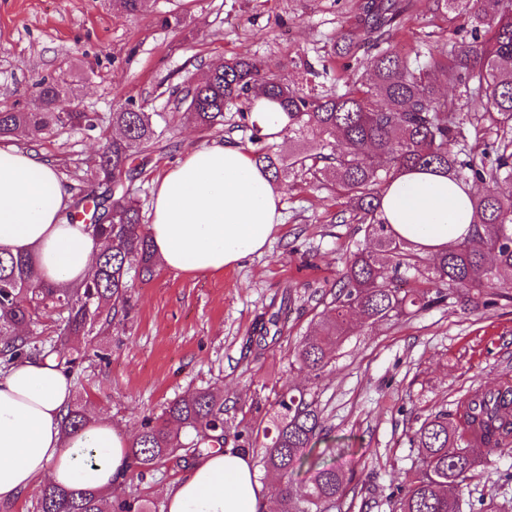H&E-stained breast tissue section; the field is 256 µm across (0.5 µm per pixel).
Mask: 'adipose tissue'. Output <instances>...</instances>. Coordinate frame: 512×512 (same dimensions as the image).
<instances>
[{
	"label": "adipose tissue",
	"instance_id": "ef3b65f1",
	"mask_svg": "<svg viewBox=\"0 0 512 512\" xmlns=\"http://www.w3.org/2000/svg\"><path fill=\"white\" fill-rule=\"evenodd\" d=\"M72 192L41 152L0 144V250L30 253L44 278L68 284L90 275L101 248L86 225L68 223ZM387 223L434 253L464 237L469 189L416 170L383 194ZM281 197L243 147L195 148L153 183L147 230L176 274H214L265 248L281 222ZM73 382L55 362L34 358L0 370V501L45 477L64 487L112 491L132 470L130 441L106 419L66 436ZM168 512H265L267 492L248 454L210 452L165 492Z\"/></svg>",
	"mask_w": 512,
	"mask_h": 512
}]
</instances>
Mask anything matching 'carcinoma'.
<instances>
[{
	"label": "carcinoma",
	"mask_w": 512,
	"mask_h": 512,
	"mask_svg": "<svg viewBox=\"0 0 512 512\" xmlns=\"http://www.w3.org/2000/svg\"><path fill=\"white\" fill-rule=\"evenodd\" d=\"M428 6L463 20L471 35L443 63L422 61L419 50L401 54L389 46L408 11L406 0H366L359 26L344 32L340 41L347 54L366 45L367 68L350 75L343 94L307 91L284 75L266 73L255 58L230 56L200 79H187L175 88L170 112H147L130 103L115 106L112 126L121 136L107 143L91 176V190L68 214L107 247L93 276L61 286L42 278L33 255L0 254L3 363L10 366L39 353L20 330L49 310L57 314L50 349L68 364L76 363L66 358L73 337L101 320L121 324L131 274L149 281L158 266L133 188L141 166L176 125L187 122L212 131L224 126V114L231 110L246 121L257 98L284 112L297 144L286 156L276 154L257 124L246 123L256 164L273 182L297 167L330 180L347 199L343 223L358 225L369 242L354 245L334 284L331 316L295 350V361L313 378H320L327 355L345 338L349 314L367 325L414 316L445 302L450 287L473 311L507 297L512 289V0H428ZM441 79L464 87L478 107L469 113V123L495 130L498 141L492 153L478 156L459 148L463 119L438 96ZM35 88L32 107L0 109L1 141L23 131L51 135L95 128L93 116L66 104L65 78L42 77ZM414 168H433L471 187L469 234L431 256L399 236L380 211L383 193ZM464 414L483 432L484 447H504L512 437V389L477 393L466 402ZM91 421L87 408L77 402L67 409L64 428L76 435ZM270 424L264 467L281 484L278 512H330L342 503L352 477L336 465V447L313 454L324 431L318 403L288 388L278 396ZM225 441L224 396L200 388L145 419L130 449L137 465L150 468L177 452L196 454L222 448ZM411 442L417 448V470L388 495L391 512H460L454 490L480 460L459 423L439 411L422 422ZM304 468L312 477L295 480ZM37 509L150 512L143 504L49 480L40 487Z\"/></svg>",
	"instance_id": "obj_1"
}]
</instances>
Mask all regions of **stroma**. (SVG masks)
<instances>
[{
	"label": "stroma",
	"mask_w": 512,
	"mask_h": 512,
	"mask_svg": "<svg viewBox=\"0 0 512 512\" xmlns=\"http://www.w3.org/2000/svg\"><path fill=\"white\" fill-rule=\"evenodd\" d=\"M411 19L396 49L445 58L465 34L446 14L410 0ZM358 0H145L133 15L111 0H0V105H29L36 77L66 74L79 109L97 115L95 130L53 136L20 135L54 163L71 189L86 188L112 137L114 102L130 100L150 112L170 109V94L187 74H203L232 55L256 58L272 71L316 91L336 90L349 58L334 53L341 32L355 24ZM182 15L165 26L168 13ZM328 72L312 78L304 62ZM234 114L224 131L179 126L167 149L151 154L135 182L150 203L152 181L195 147L237 144ZM283 222L262 253L216 275L174 274L132 279L127 319L95 324L75 338V401L92 415L135 435L144 416L199 387L224 395L229 433L253 439L260 463L263 429L285 386L307 390L326 417V437L350 445L342 460L353 472L341 512H390L391 485L413 476L415 429L429 415L455 413L475 392L512 379V302L472 312L456 298L398 321L373 326L350 320L349 334L319 380L294 359V349L328 311L330 287L354 242L342 223L344 200L334 186L294 170L277 183ZM481 465L461 486L463 506L491 501L512 512V449L477 446ZM175 456L150 471H132L120 496L168 512L164 490L191 466Z\"/></svg>",
	"instance_id": "1"
}]
</instances>
